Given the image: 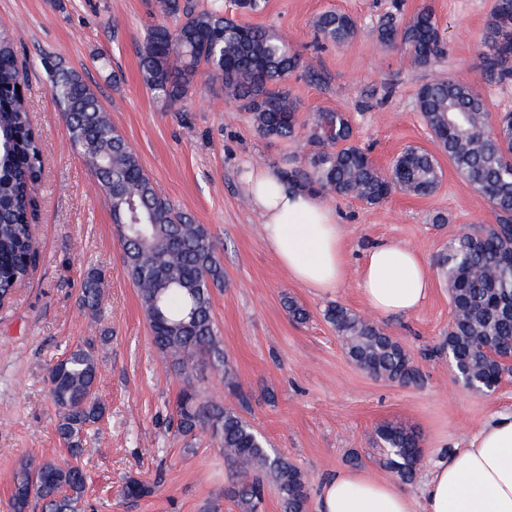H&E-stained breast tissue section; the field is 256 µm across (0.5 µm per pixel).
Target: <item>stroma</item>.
Masks as SVG:
<instances>
[{
	"instance_id": "obj_1",
	"label": "stroma",
	"mask_w": 512,
	"mask_h": 512,
	"mask_svg": "<svg viewBox=\"0 0 512 512\" xmlns=\"http://www.w3.org/2000/svg\"><path fill=\"white\" fill-rule=\"evenodd\" d=\"M402 3L405 17L424 8L435 16L445 52L432 66L415 63L401 45L379 41L374 28L392 11L393 0H267L261 12L246 14L224 0L226 16L279 34L299 56L301 68L289 77L288 90L301 115L346 113L354 143L369 149L380 170L410 146L433 153L440 166V183L427 196L396 191L377 205L325 197L344 219L347 274L334 293L321 296L279 264L246 188L252 165L277 167L307 152L306 142L260 136L248 112L201 84L180 110L158 103L144 87L138 58L149 29L163 21L155 0H0V27L13 34L21 59L56 55L77 70L98 91L113 127L138 152L162 194L207 228L224 268L223 282L211 290L212 313L249 395L242 415L274 454L305 473L314 492L350 465L392 479L374 438L381 424L400 421L420 435L421 466L414 482L402 487L419 495L443 454L462 446L495 410L512 407V373L493 393L473 391L455 379L443 346L453 309L437 259L460 230H480L494 216L487 199L438 150L416 108L422 85L450 77L478 92L489 113L512 109V81L488 82L478 56L495 0ZM327 11L356 19L359 34L339 46L317 45L315 21ZM313 71L319 80L310 79ZM26 94L43 152L36 189L40 259L0 307V512H7L22 458H66L46 373L88 338L97 341V395L106 407L89 430L82 460L88 512H241L226 494L237 476L209 432L186 439L175 428L182 380L156 352L123 268L110 207L70 148L41 68L29 71ZM438 213L447 215V223H433ZM381 241L407 246L427 266L430 294L413 314L380 315L362 297L361 264ZM91 267L105 273L95 314L78 302ZM289 298L308 310L306 322L289 316ZM336 303L395 338L413 357L421 383L402 386L361 371L324 318ZM131 477L159 484L131 504L122 496Z\"/></svg>"
}]
</instances>
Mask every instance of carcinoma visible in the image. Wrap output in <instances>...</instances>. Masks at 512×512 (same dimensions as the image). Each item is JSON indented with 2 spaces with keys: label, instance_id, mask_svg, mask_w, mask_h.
I'll return each mask as SVG.
<instances>
[{
  "label": "carcinoma",
  "instance_id": "cac0c4a2",
  "mask_svg": "<svg viewBox=\"0 0 512 512\" xmlns=\"http://www.w3.org/2000/svg\"><path fill=\"white\" fill-rule=\"evenodd\" d=\"M157 10L175 22L156 26L139 49L142 80L155 99L179 105L194 87L199 67L206 79L247 110L256 131L269 138L293 139L302 130L311 151L280 174L289 183L323 195L355 197L369 205L394 191L420 196L439 185L434 155L408 148L388 171L379 170L369 152L351 142L342 112L324 110L301 118L285 82L300 67L297 54L279 35L236 23L222 0L196 10L188 0H156ZM320 38L343 44L358 32L348 14L329 11L316 22ZM381 42H400L417 64L428 66L444 52L432 11L424 8L404 21L400 3L378 22ZM479 53L485 74L512 79V3L496 4ZM14 37L0 29V299L11 298L39 261L33 226L35 187L43 174L40 135L31 123L25 68ZM53 102L68 141L87 163L109 204L120 235L124 269L138 288L152 342L160 357L183 378L175 400L178 431L189 436L208 430L239 482L228 489L242 512H262L267 489L280 498L282 512H307L308 482L292 463L266 450V440L244 419L249 395L224 353L211 311V288L224 278L216 245L157 188L138 153L114 127L98 93L61 60L42 55ZM417 108L439 148L466 181L491 204L495 223L479 232L460 231L437 265L448 280L453 318L446 346L466 383L486 393L502 370L485 350L512 354V112L491 120L484 99L452 79L430 82L417 95ZM103 274L86 272L80 305L100 310ZM325 318L341 337L352 362L368 375L401 385L421 380L408 351L377 322L335 305ZM224 374V387L237 406L202 397L195 379L205 371ZM99 366L90 343L72 348L47 370L49 392L58 408L56 431L67 447L63 464L28 457L13 478L9 512H81L85 475V433L105 408L96 397ZM376 437L386 450L385 466L403 483L414 480L421 461L420 436L411 427L385 423ZM156 483L131 477L124 497L137 502L154 493Z\"/></svg>",
  "mask_w": 512,
  "mask_h": 512
}]
</instances>
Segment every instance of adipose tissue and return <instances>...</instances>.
<instances>
[{"instance_id": "obj_1", "label": "adipose tissue", "mask_w": 512, "mask_h": 512, "mask_svg": "<svg viewBox=\"0 0 512 512\" xmlns=\"http://www.w3.org/2000/svg\"><path fill=\"white\" fill-rule=\"evenodd\" d=\"M250 204L280 264L299 283L325 295L345 277L341 217L318 194L293 187L278 170L258 166L246 180ZM430 279L411 249L384 242L361 270L366 304L405 315L426 299ZM319 512H512V409L494 412L466 441L440 459L411 496L363 470L342 468L320 488Z\"/></svg>"}]
</instances>
